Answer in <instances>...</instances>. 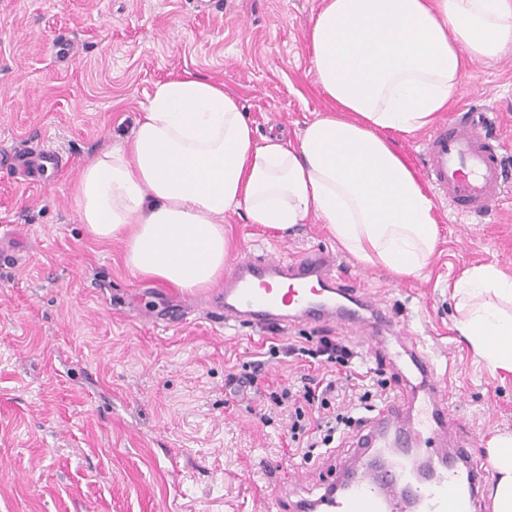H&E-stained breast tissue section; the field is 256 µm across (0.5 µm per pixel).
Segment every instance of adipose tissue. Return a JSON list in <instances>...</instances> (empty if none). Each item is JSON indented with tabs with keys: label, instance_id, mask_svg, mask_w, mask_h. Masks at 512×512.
<instances>
[{
	"label": "adipose tissue",
	"instance_id": "ef3b65f1",
	"mask_svg": "<svg viewBox=\"0 0 512 512\" xmlns=\"http://www.w3.org/2000/svg\"><path fill=\"white\" fill-rule=\"evenodd\" d=\"M512 44V0H324L307 35L331 103L296 140H256L223 84L185 73L156 84L129 137L89 159L74 188L97 240H123L127 266L184 290L224 275V217L284 230L319 217L359 262L420 277L438 244L436 204L388 137L447 111L468 62ZM456 327L512 373V277L488 263L453 286ZM493 512H512V436L487 448Z\"/></svg>",
	"mask_w": 512,
	"mask_h": 512
}]
</instances>
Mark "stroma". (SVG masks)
<instances>
[{"label":"stroma","mask_w":512,"mask_h":512,"mask_svg":"<svg viewBox=\"0 0 512 512\" xmlns=\"http://www.w3.org/2000/svg\"><path fill=\"white\" fill-rule=\"evenodd\" d=\"M322 0H0V152L52 142L59 175L22 183L0 169V512H289L350 451L342 435L306 460L289 442L287 410L264 407L267 386H298L303 359L279 344L350 339L332 322L257 331L224 326L217 288L185 291L134 274L120 241L92 238L71 193L76 171L128 135L157 82L189 71L222 82L256 138L294 135L328 104L305 37ZM456 107L482 106L512 146V46L469 63ZM427 277L398 279L358 263L319 219L287 230L230 214L232 273L244 249L291 260L329 250L342 284L375 294L409 324L449 374L460 421L448 442L487 460L512 435V374L491 370L456 328L452 286L475 265L512 274V183L481 220L438 206ZM196 307L174 327L150 322L161 297ZM259 360L254 388L227 398L224 378ZM336 406L392 379L359 350Z\"/></svg>","instance_id":"1"}]
</instances>
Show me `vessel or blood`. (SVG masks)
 Returning a JSON list of instances; mask_svg holds the SVG:
<instances>
[{
	"instance_id": "vessel-or-blood-1",
	"label": "vessel or blood",
	"mask_w": 512,
	"mask_h": 512,
	"mask_svg": "<svg viewBox=\"0 0 512 512\" xmlns=\"http://www.w3.org/2000/svg\"><path fill=\"white\" fill-rule=\"evenodd\" d=\"M505 148L487 112H460L425 139L422 170L439 199L478 220L503 193ZM47 161L62 162L50 144L0 155L1 166L28 172ZM334 263L327 252L311 251L287 265L246 252L224 285L225 322L262 328L333 321L389 352L400 377L355 433L352 455L322 494L292 502L290 512H475L489 471L472 464L469 449L448 445L456 419L435 359L374 294L340 287L330 275Z\"/></svg>"
}]
</instances>
